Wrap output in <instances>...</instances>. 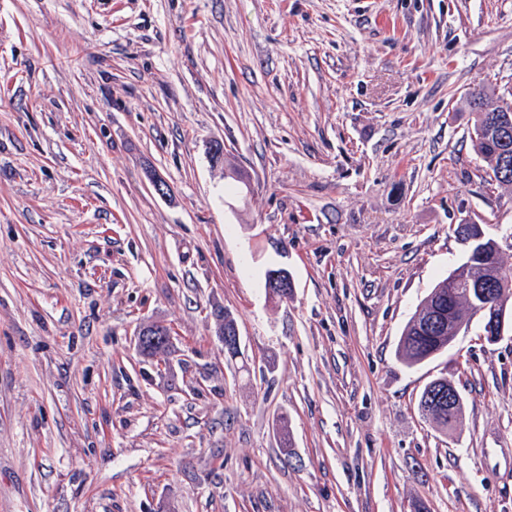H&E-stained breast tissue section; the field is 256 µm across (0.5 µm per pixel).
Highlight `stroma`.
Segmentation results:
<instances>
[{
  "instance_id": "obj_1",
  "label": "stroma",
  "mask_w": 512,
  "mask_h": 512,
  "mask_svg": "<svg viewBox=\"0 0 512 512\" xmlns=\"http://www.w3.org/2000/svg\"><path fill=\"white\" fill-rule=\"evenodd\" d=\"M510 85L512 0H0V512H512V338L396 357ZM461 395L455 385L448 383V390L443 386L437 388L425 387L420 395L419 407L423 417L443 429H452L462 414L464 405L461 404L453 415L454 421L448 420V407L456 408L461 402Z\"/></svg>"
}]
</instances>
